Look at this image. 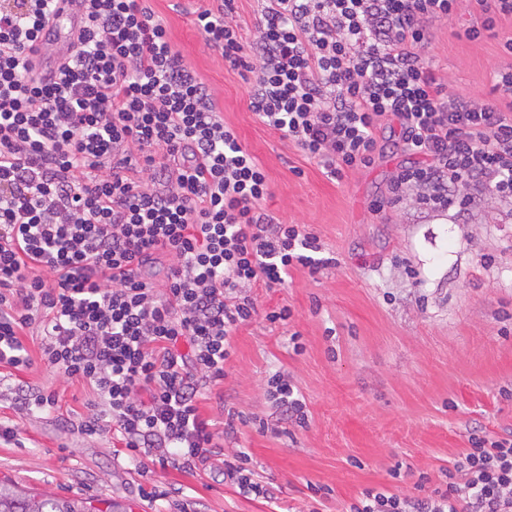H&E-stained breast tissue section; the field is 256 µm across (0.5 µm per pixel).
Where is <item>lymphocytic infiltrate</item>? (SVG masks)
Returning a JSON list of instances; mask_svg holds the SVG:
<instances>
[{"label":"lymphocytic infiltrate","mask_w":512,"mask_h":512,"mask_svg":"<svg viewBox=\"0 0 512 512\" xmlns=\"http://www.w3.org/2000/svg\"><path fill=\"white\" fill-rule=\"evenodd\" d=\"M57 2L0 0V384L31 367L36 329L44 364L95 395L85 435L111 434L139 472L192 474L223 459L199 398L258 313L249 288L335 260L265 210L263 168L144 0H80L61 57ZM237 2L198 9L205 46L328 179L371 164L389 130L406 161L386 204L512 202V115L449 95L422 57L460 0H261L248 39ZM223 461L238 495L269 499L247 452ZM347 512H512V438L473 436L429 496L367 488Z\"/></svg>","instance_id":"obj_1"}]
</instances>
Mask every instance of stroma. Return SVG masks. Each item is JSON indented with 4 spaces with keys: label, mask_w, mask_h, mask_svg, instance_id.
<instances>
[{
    "label": "stroma",
    "mask_w": 512,
    "mask_h": 512,
    "mask_svg": "<svg viewBox=\"0 0 512 512\" xmlns=\"http://www.w3.org/2000/svg\"><path fill=\"white\" fill-rule=\"evenodd\" d=\"M147 5L264 169L266 210L305 226L339 260L315 273L294 267L280 287L253 288L260 314L238 327L224 379L200 400L214 422L230 412L246 419L224 437V454L246 447L272 499L236 494L218 462L191 475L157 465L138 474L115 456L111 437L79 434L70 422L85 414L91 394L46 369L31 335L23 342L35 363L10 389L54 394L58 407L23 415L10 389L0 393V422L23 430L22 444L0 443V480L31 496L87 501L98 512L109 500L126 512H346L369 487L429 493L473 433L512 434V203L485 195L461 214L379 208L405 161L393 141L383 140L369 166L328 180L316 160L249 111L242 71L204 49L194 25L198 0ZM483 19L464 7L430 26L423 55L450 95L492 99L491 72L512 68L499 39L512 33V16L497 17V36L462 37ZM284 307L288 321L266 320ZM277 372L302 395L306 427L287 425L268 398ZM155 485L163 499L148 497ZM314 485L328 494L312 497Z\"/></svg>",
    "instance_id": "1"
}]
</instances>
